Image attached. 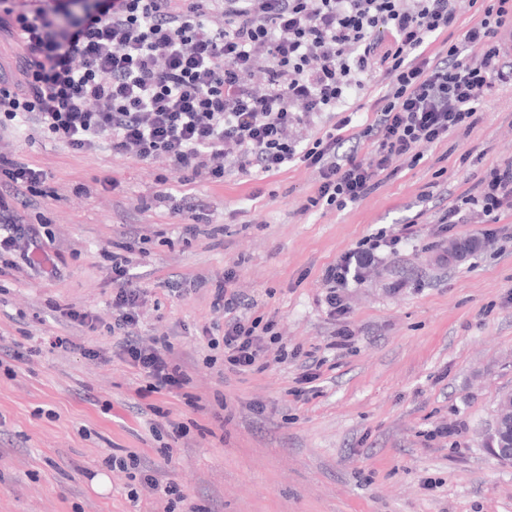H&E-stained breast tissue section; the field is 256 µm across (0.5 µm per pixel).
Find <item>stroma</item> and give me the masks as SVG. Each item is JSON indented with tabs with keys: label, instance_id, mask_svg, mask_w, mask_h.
I'll list each match as a JSON object with an SVG mask.
<instances>
[{
	"label": "stroma",
	"instance_id": "1",
	"mask_svg": "<svg viewBox=\"0 0 512 512\" xmlns=\"http://www.w3.org/2000/svg\"><path fill=\"white\" fill-rule=\"evenodd\" d=\"M478 117L357 204L307 213L316 174L300 162L182 185L161 161L5 135L48 174L47 197L25 218L48 219L66 269L51 283L0 276V354L29 355L0 369V512H512V465L487 447L512 392V212L444 236L431 223L486 167L512 159V85H496ZM106 175L121 193H76ZM168 190L174 202H157ZM191 203L211 210L193 234ZM405 224L412 235L376 250L365 279L342 291L346 314L331 316L324 268ZM471 237L480 250L445 261ZM131 241L138 331L171 346L183 388L148 392L116 348L112 256ZM232 265L251 316L274 321L279 337L260 371L226 370L202 334L224 322L211 291ZM174 275L204 284L181 296ZM58 304L91 310L95 330L67 323ZM342 328L351 337L339 348ZM59 336L72 348L54 347ZM308 371L314 390L294 397ZM130 452L156 486L110 469ZM172 484L183 502L166 494Z\"/></svg>",
	"mask_w": 512,
	"mask_h": 512
}]
</instances>
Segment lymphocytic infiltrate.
I'll list each match as a JSON object with an SVG mask.
<instances>
[{"label": "lymphocytic infiltrate", "instance_id": "1", "mask_svg": "<svg viewBox=\"0 0 512 512\" xmlns=\"http://www.w3.org/2000/svg\"><path fill=\"white\" fill-rule=\"evenodd\" d=\"M460 43L428 54L430 39L457 23L454 0H0V31L24 50L22 80L0 74V132L22 126L75 152L104 149L140 162L171 163L182 182H220L228 168L279 173L298 161L318 186L302 212L359 202L423 147L470 128L495 82L512 81V0H478ZM385 78L376 117L354 130L353 96L373 73ZM332 112L331 130L302 144L297 129ZM352 149H345V142ZM43 169L0 151V256L46 281L65 259L49 231L27 223ZM512 210V160L487 167L442 209L438 234L475 219L495 224ZM378 232L323 274L331 315L346 312L341 288L361 281ZM129 257L112 258V334L150 390L182 385L170 346L138 337L141 289ZM227 269L212 306L224 314V361L257 367L265 351L258 320Z\"/></svg>", "mask_w": 512, "mask_h": 512}]
</instances>
